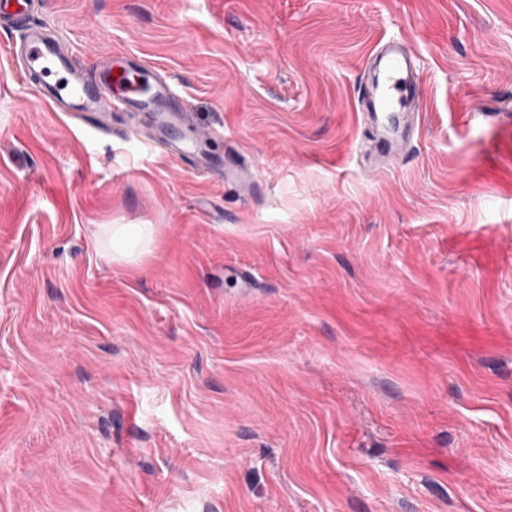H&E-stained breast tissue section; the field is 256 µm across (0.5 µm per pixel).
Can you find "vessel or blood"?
<instances>
[{
	"mask_svg": "<svg viewBox=\"0 0 512 512\" xmlns=\"http://www.w3.org/2000/svg\"><path fill=\"white\" fill-rule=\"evenodd\" d=\"M39 7V0H0V27L19 31L20 47L12 51L11 59L43 105L80 121L90 120L103 135L111 134L110 117L118 109L180 111V102L170 85L151 82L149 73L136 61L117 65L108 59L91 72L79 68L59 37L36 23ZM415 58L413 48L404 40L390 39L379 44L369 62L381 69L382 78L358 99L359 110L372 116L379 130L378 152L392 159L403 157L409 145L407 135L395 130L397 113L418 110L423 101L416 81Z\"/></svg>",
	"mask_w": 512,
	"mask_h": 512,
	"instance_id": "1",
	"label": "vessel or blood"
}]
</instances>
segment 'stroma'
<instances>
[{"label": "stroma", "mask_w": 512, "mask_h": 512, "mask_svg": "<svg viewBox=\"0 0 512 512\" xmlns=\"http://www.w3.org/2000/svg\"><path fill=\"white\" fill-rule=\"evenodd\" d=\"M37 20L163 69L191 151L46 108L0 30V512H512V0ZM391 36L424 98L385 163L355 96ZM153 225L107 224L104 244L112 259L126 261L148 251L153 243Z\"/></svg>", "instance_id": "obj_1"}]
</instances>
